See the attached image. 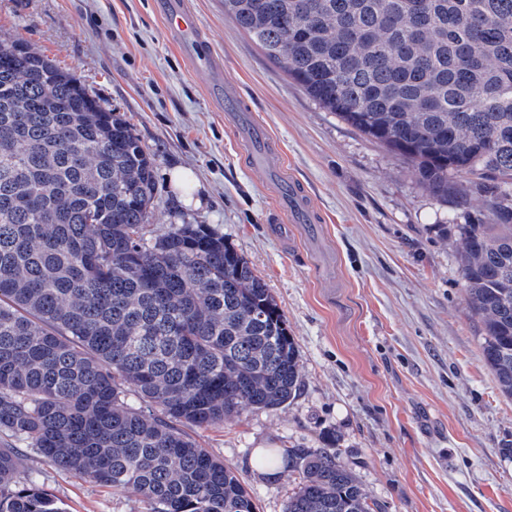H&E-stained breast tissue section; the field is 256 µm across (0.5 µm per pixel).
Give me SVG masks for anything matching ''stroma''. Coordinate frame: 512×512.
Returning <instances> with one entry per match:
<instances>
[{"instance_id": "obj_1", "label": "stroma", "mask_w": 512, "mask_h": 512, "mask_svg": "<svg viewBox=\"0 0 512 512\" xmlns=\"http://www.w3.org/2000/svg\"><path fill=\"white\" fill-rule=\"evenodd\" d=\"M286 173L322 218L270 224L263 173L242 161L224 114L166 34L154 0H0V39L20 38L132 128L152 157L153 230L205 224L271 288L299 351L300 389L276 409L244 408L188 427L245 482L259 512H283L297 474L268 475L261 448H319L335 437L372 512H512V399L481 354L459 225L490 218L476 176L442 200L415 169L325 111L224 15L188 0ZM188 169L195 189L172 171ZM40 486L66 512H143L140 497L45 464Z\"/></svg>"}]
</instances>
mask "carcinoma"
I'll use <instances>...</instances> for the list:
<instances>
[{
	"instance_id": "1",
	"label": "carcinoma",
	"mask_w": 512,
	"mask_h": 512,
	"mask_svg": "<svg viewBox=\"0 0 512 512\" xmlns=\"http://www.w3.org/2000/svg\"><path fill=\"white\" fill-rule=\"evenodd\" d=\"M224 15L435 196L491 178L492 223L457 228L483 359L512 399V0H224ZM154 190L129 125L26 41L0 44V512H65L41 463L144 512H256L181 426L294 399L296 345L224 237L147 233ZM263 461L300 475L284 512H371L334 438Z\"/></svg>"
}]
</instances>
